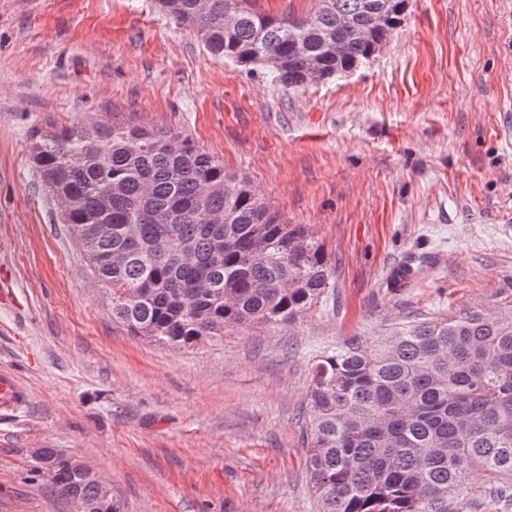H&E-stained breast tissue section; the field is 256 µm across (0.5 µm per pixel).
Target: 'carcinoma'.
<instances>
[{
    "label": "carcinoma",
    "instance_id": "obj_1",
    "mask_svg": "<svg viewBox=\"0 0 512 512\" xmlns=\"http://www.w3.org/2000/svg\"><path fill=\"white\" fill-rule=\"evenodd\" d=\"M155 2L211 54L293 87L371 62L409 4L314 0L304 15L273 17L253 0ZM29 149L130 336L186 348L231 326L291 325L335 287L319 239L186 136L49 125L31 130ZM305 414L320 512H449L452 499L467 512L474 468L493 500H512V295L323 353ZM38 462L51 494L78 512H116L76 460L46 448Z\"/></svg>",
    "mask_w": 512,
    "mask_h": 512
}]
</instances>
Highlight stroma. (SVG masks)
<instances>
[{
	"label": "stroma",
	"instance_id": "1",
	"mask_svg": "<svg viewBox=\"0 0 512 512\" xmlns=\"http://www.w3.org/2000/svg\"><path fill=\"white\" fill-rule=\"evenodd\" d=\"M172 129L324 245L302 319L173 350L113 323L28 137L47 123ZM417 277L392 287L396 267ZM0 512H77L34 475L78 459L118 512H319L305 465L315 363L512 285V0H410L374 60L290 88L210 55L154 0H0ZM29 399L27 388L10 371L0 370V415L16 414Z\"/></svg>",
	"mask_w": 512,
	"mask_h": 512
}]
</instances>
